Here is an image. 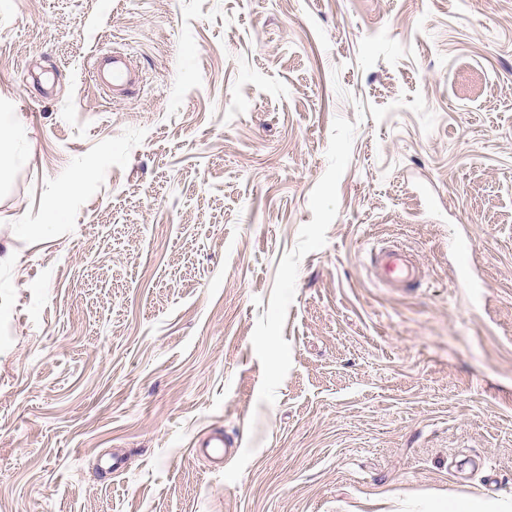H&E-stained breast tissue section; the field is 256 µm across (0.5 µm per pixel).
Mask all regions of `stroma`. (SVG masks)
Wrapping results in <instances>:
<instances>
[{"mask_svg": "<svg viewBox=\"0 0 512 512\" xmlns=\"http://www.w3.org/2000/svg\"><path fill=\"white\" fill-rule=\"evenodd\" d=\"M0 124V512L512 504V0H0ZM128 57L123 53H115L109 62L108 83L112 85L114 94L128 95L133 86ZM369 260L377 281L386 288H410L425 279L423 263L414 252L401 244L372 248ZM227 446L224 441V434L212 433L205 438L200 439L194 446L197 455L205 458L210 464L220 465L224 460Z\"/></svg>", "mask_w": 512, "mask_h": 512, "instance_id": "stroma-1", "label": "stroma"}]
</instances>
